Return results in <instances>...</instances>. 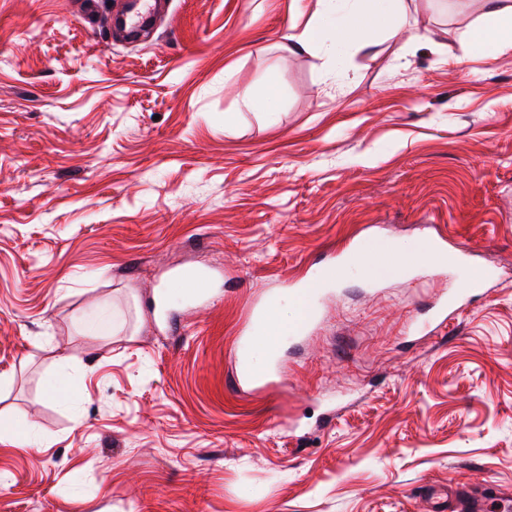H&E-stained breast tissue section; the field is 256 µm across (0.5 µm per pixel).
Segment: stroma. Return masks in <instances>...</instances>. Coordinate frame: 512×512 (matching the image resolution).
Wrapping results in <instances>:
<instances>
[{
	"label": "stroma",
	"mask_w": 512,
	"mask_h": 512,
	"mask_svg": "<svg viewBox=\"0 0 512 512\" xmlns=\"http://www.w3.org/2000/svg\"><path fill=\"white\" fill-rule=\"evenodd\" d=\"M401 37L280 47L317 0H163L152 36L0 0V512H428L512 493V53L460 60L482 0H404ZM276 82L271 110L242 107ZM488 271L375 270L428 225ZM363 248L283 385L234 386L252 302ZM212 275L198 299L183 271ZM170 293L167 318L155 300ZM67 376L68 400L46 380ZM465 288H459L458 292V298L454 300L449 306H448V299L444 298L439 302V309H438V317H441V321L438 324V326H442L443 324H446L447 321L453 320L456 315L461 313L466 305L467 300V294L470 292V284L469 282L463 278ZM448 311H450L448 313ZM432 512H488L496 502L498 511L510 512L512 499L497 496L490 489H462L457 487L426 486L423 492Z\"/></svg>",
	"instance_id": "stroma-1"
}]
</instances>
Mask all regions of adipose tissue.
Here are the masks:
<instances>
[{
	"label": "adipose tissue",
	"instance_id": "ef3b65f1",
	"mask_svg": "<svg viewBox=\"0 0 512 512\" xmlns=\"http://www.w3.org/2000/svg\"><path fill=\"white\" fill-rule=\"evenodd\" d=\"M322 11L315 22L300 33H288L283 47L295 53L316 49L329 57H338L345 49H368L367 36L380 29L394 36L400 30L401 0H353L341 19H333L336 0H320ZM489 26L476 28L461 45L463 54L490 49L503 55L512 52V0H484Z\"/></svg>",
	"mask_w": 512,
	"mask_h": 512
}]
</instances>
